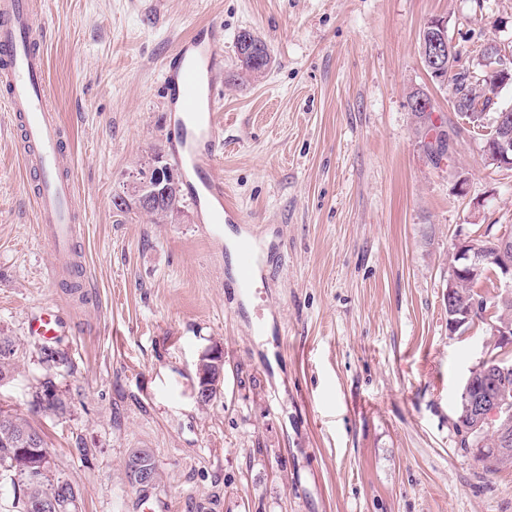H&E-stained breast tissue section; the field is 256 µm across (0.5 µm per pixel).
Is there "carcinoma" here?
<instances>
[{"mask_svg": "<svg viewBox=\"0 0 512 512\" xmlns=\"http://www.w3.org/2000/svg\"><path fill=\"white\" fill-rule=\"evenodd\" d=\"M253 42L258 44L257 54H247L238 57L241 70L248 76L261 73V68L271 63L268 45L258 35H253ZM468 68L460 64V53L451 56L448 62L447 86L455 91L458 97L457 114L474 124L483 121L481 114H495L499 102L485 96L483 85L487 82L498 81V75L478 71V76L470 79L465 77ZM149 179L163 180V185L172 186L180 182L183 175L180 170L164 161L161 167L149 173ZM181 194L171 190L163 198V205L152 208L138 205L133 198L123 207L117 208L121 213L134 209L148 215L155 223L172 220L181 213ZM495 309V319L498 323L512 324V290H499L495 295L480 300L474 310V317L479 319L489 307ZM15 354L14 343L8 336H0V379L6 375L10 359ZM38 407L43 411L64 413L68 402L51 379L41 383L37 392ZM469 420L459 419L456 423L457 432L461 436L460 447L477 449V458L482 462L488 473H495L499 466L512 463V453L503 454L495 451L499 441L507 436L512 439V420L498 419L485 424L478 434L467 433ZM50 457L43 436L27 420L5 415L0 412V475L10 478L11 482L20 487V512H31L30 503L34 499L51 498L54 500L53 512H76L78 494L75 488L60 478L50 477V466H42L44 459ZM151 468L155 466L153 455L147 448L132 450L126 461V474H131L130 466Z\"/></svg>", "mask_w": 512, "mask_h": 512, "instance_id": "1", "label": "carcinoma"}]
</instances>
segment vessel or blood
<instances>
[{"label": "vessel or blood", "instance_id": "obj_1", "mask_svg": "<svg viewBox=\"0 0 512 512\" xmlns=\"http://www.w3.org/2000/svg\"><path fill=\"white\" fill-rule=\"evenodd\" d=\"M50 27L36 0H0V109L20 129L17 149L37 176L33 195L38 236L55 263L51 275L77 271L74 246L85 215L64 168L66 128L45 78ZM166 111L175 116L168 142L173 164L188 178V197L213 238L244 218L224 201V182L213 174L224 147L221 88L224 28L207 22L181 38L161 71ZM265 243L251 229L238 236L236 277L249 285L261 270Z\"/></svg>", "mask_w": 512, "mask_h": 512}]
</instances>
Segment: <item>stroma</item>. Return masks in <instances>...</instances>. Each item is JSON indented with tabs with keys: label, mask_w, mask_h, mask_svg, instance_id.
Instances as JSON below:
<instances>
[{
	"label": "stroma",
	"mask_w": 512,
	"mask_h": 512,
	"mask_svg": "<svg viewBox=\"0 0 512 512\" xmlns=\"http://www.w3.org/2000/svg\"><path fill=\"white\" fill-rule=\"evenodd\" d=\"M47 79L86 209L82 270L49 280L16 133L0 111V334L16 353L0 410L44 437L76 512H512V464L486 474L455 428L470 371L512 362L487 320L448 330L457 235L512 231V168L453 111L419 52L448 21L462 65L512 49V0H41ZM224 27V153L215 172L272 252L243 297L192 204L156 224L115 189L166 147L161 69L196 25ZM270 47L243 78L238 33ZM457 127L433 165L409 96ZM468 178L458 192L456 174ZM77 289H70V282ZM56 312L62 335L29 336ZM67 357L59 370L44 347ZM224 381L196 397L212 348ZM52 378L69 409L38 410ZM153 453L155 487L125 460Z\"/></svg>",
	"instance_id": "35a3bbf8"
}]
</instances>
